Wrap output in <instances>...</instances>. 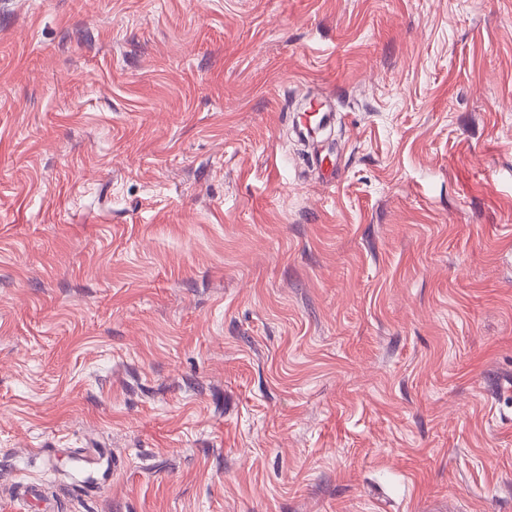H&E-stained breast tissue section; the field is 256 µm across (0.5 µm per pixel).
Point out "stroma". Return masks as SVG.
<instances>
[{
  "instance_id": "obj_1",
  "label": "stroma",
  "mask_w": 512,
  "mask_h": 512,
  "mask_svg": "<svg viewBox=\"0 0 512 512\" xmlns=\"http://www.w3.org/2000/svg\"><path fill=\"white\" fill-rule=\"evenodd\" d=\"M16 481L512 512V0H0Z\"/></svg>"
}]
</instances>
